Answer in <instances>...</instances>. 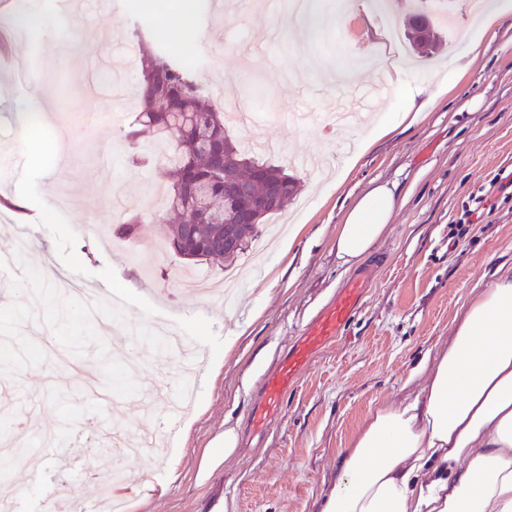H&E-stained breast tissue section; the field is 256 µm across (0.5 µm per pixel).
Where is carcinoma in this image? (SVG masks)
Here are the masks:
<instances>
[{
	"label": "carcinoma",
	"instance_id": "obj_1",
	"mask_svg": "<svg viewBox=\"0 0 512 512\" xmlns=\"http://www.w3.org/2000/svg\"><path fill=\"white\" fill-rule=\"evenodd\" d=\"M140 53L141 88L137 113L125 137L134 150L132 162L154 164L170 178L163 199L164 210L174 215L168 226L169 245L186 260L223 264L234 261L258 235V225L282 211L297 193V180L281 165L261 162L236 145L224 131V109L204 99L197 82L162 48L142 41L134 33ZM412 41L429 55L440 44L430 16L414 9L410 15ZM206 131L212 152L197 147L198 132ZM282 186L280 204L253 208L244 203L263 196L266 184ZM243 206L224 228L228 240L217 237L209 213L224 211V200ZM141 216L115 225L113 234L137 240Z\"/></svg>",
	"mask_w": 512,
	"mask_h": 512
}]
</instances>
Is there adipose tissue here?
I'll list each match as a JSON object with an SVG mask.
<instances>
[{
  "instance_id": "obj_1",
  "label": "adipose tissue",
  "mask_w": 512,
  "mask_h": 512,
  "mask_svg": "<svg viewBox=\"0 0 512 512\" xmlns=\"http://www.w3.org/2000/svg\"><path fill=\"white\" fill-rule=\"evenodd\" d=\"M399 203L378 184L336 227V256L369 254ZM420 392L370 412L321 512H512V273L475 289Z\"/></svg>"
}]
</instances>
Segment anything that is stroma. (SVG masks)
Here are the masks:
<instances>
[{
	"label": "stroma",
	"instance_id": "1",
	"mask_svg": "<svg viewBox=\"0 0 512 512\" xmlns=\"http://www.w3.org/2000/svg\"><path fill=\"white\" fill-rule=\"evenodd\" d=\"M497 0H426L445 41L420 57L408 41L389 55L412 72H436L447 88L413 126L397 125L364 155L344 148L338 58L371 56L372 28L358 14L337 18L336 0H318L322 32L281 31L287 0H191L195 26L181 39L160 34L161 9L139 0H82L79 14L58 19L43 0H0V198L24 200L25 212L0 218V253L18 252L19 270L0 269L9 304L0 307V438L25 421L33 445L27 462L0 458V493L26 484L7 512H48L64 493L75 512L111 494L119 512H320L345 448L378 404L414 397L410 374L433 360L475 284L491 286L512 269V16L486 36L465 73L449 64ZM33 20L26 29L17 18ZM171 49L211 94L243 104L245 121H227L232 140L262 136L257 159L284 166L300 192L269 217L277 241L293 252L234 264L238 303L183 294L184 276L220 281V266L185 263L164 243L163 209L142 224L137 242L117 239L114 224L142 212L159 182L128 162L125 139L135 115L139 68H127L124 91L85 95L98 59L119 61L134 48L133 31ZM370 101L353 140L395 119L405 95ZM47 102L40 132L23 137L20 116L33 97ZM22 155L24 168L10 161ZM393 187L401 208L361 265L369 286L341 336L315 357L279 411L260 431L250 413L266 375L335 299L353 270L336 256V226L372 185ZM95 224V236L76 234ZM79 271L85 288L125 300L103 308L109 330L86 340L82 299L58 293L52 273ZM163 318L198 339L208 356L194 401L168 424L161 371L177 384L179 367L138 325ZM234 337L232 349L224 340ZM168 429L155 458L169 476L162 489L138 460L112 443L115 431ZM238 445L224 451V431ZM39 470L41 483L27 485ZM118 475L101 484L99 471Z\"/></svg>",
	"mask_w": 512,
	"mask_h": 512
}]
</instances>
